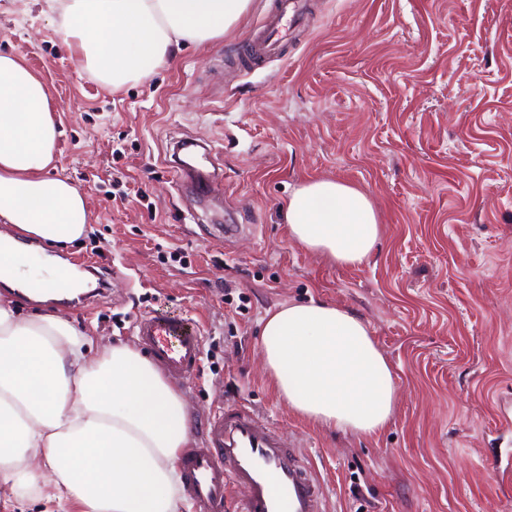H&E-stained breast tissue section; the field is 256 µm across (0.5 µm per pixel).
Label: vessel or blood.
<instances>
[{
  "instance_id": "obj_1",
  "label": "vessel or blood",
  "mask_w": 512,
  "mask_h": 512,
  "mask_svg": "<svg viewBox=\"0 0 512 512\" xmlns=\"http://www.w3.org/2000/svg\"><path fill=\"white\" fill-rule=\"evenodd\" d=\"M309 14V0H274L247 42L245 60L259 64L279 56L292 28ZM196 170L181 164L183 176L193 177V190L209 195L224 177L220 164ZM139 347L167 376L189 379L202 359V329L198 321L158 311H143L132 321ZM185 493L198 512H224L229 486L245 491L242 512H322L320 486L298 445L286 442L272 425L247 407L227 405L208 420L199 446L181 459Z\"/></svg>"
}]
</instances>
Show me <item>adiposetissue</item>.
Masks as SVG:
<instances>
[{"label":"adipose tissue","instance_id":"ef3b65f1","mask_svg":"<svg viewBox=\"0 0 512 512\" xmlns=\"http://www.w3.org/2000/svg\"><path fill=\"white\" fill-rule=\"evenodd\" d=\"M250 0H50L79 65L112 88L147 78L174 46L199 48L236 26ZM56 121L42 78L0 52V288L44 301L82 288L79 271L27 268L33 249L82 236L86 201L45 176ZM288 235L339 266L372 256L382 228L370 195L319 179L284 205ZM263 365L280 398L311 424L372 436L395 416L398 388L368 323L350 308L291 303L263 322ZM192 445L180 392L128 345H94L56 313L24 316L0 300V502L52 512H181L178 462Z\"/></svg>","mask_w":512,"mask_h":512}]
</instances>
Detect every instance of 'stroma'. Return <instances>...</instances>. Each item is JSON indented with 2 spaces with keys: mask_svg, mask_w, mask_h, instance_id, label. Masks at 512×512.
<instances>
[{
  "mask_svg": "<svg viewBox=\"0 0 512 512\" xmlns=\"http://www.w3.org/2000/svg\"><path fill=\"white\" fill-rule=\"evenodd\" d=\"M270 3L113 90L80 68L58 13L0 0V51L49 88L48 174L87 204L58 255L94 268L89 288L107 283L52 308L107 344H133L141 310L198 319L201 369L174 382L193 431L223 404L249 407L303 442L324 512H512V0H312L286 52L244 68ZM181 138L224 169L205 202L178 185ZM321 178L371 195L382 236L368 263L290 240L284 204ZM217 224L255 231L227 242ZM311 299L359 311L390 363L398 404L380 434L307 423L263 372V318Z\"/></svg>",
  "mask_w": 512,
  "mask_h": 512,
  "instance_id": "stroma-1",
  "label": "stroma"
}]
</instances>
